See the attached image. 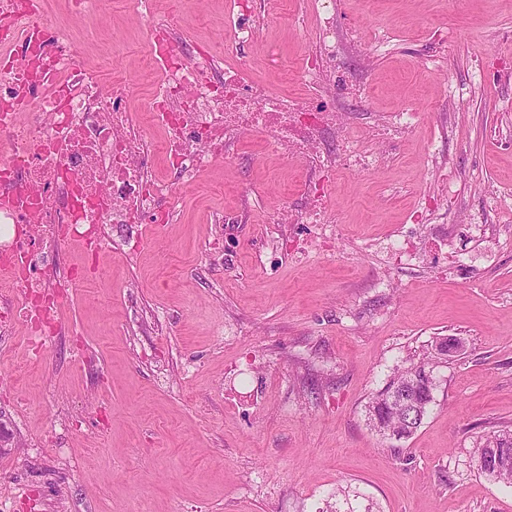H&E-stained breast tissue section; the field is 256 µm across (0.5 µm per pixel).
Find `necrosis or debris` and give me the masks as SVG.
Listing matches in <instances>:
<instances>
[{
	"mask_svg": "<svg viewBox=\"0 0 512 512\" xmlns=\"http://www.w3.org/2000/svg\"><path fill=\"white\" fill-rule=\"evenodd\" d=\"M251 9V0H231L223 50L197 56L183 49L176 23L151 29L161 83L136 116L125 107L127 85L104 84L83 67L34 0H0L6 40L24 45L19 58L0 63V335L19 324L35 344H52L62 334L53 280L69 241L98 249L112 242L109 225L173 223L174 185L223 159L245 133L264 134L269 149L288 152L311 173L302 207L283 223L314 225L318 248L336 234L324 177L342 166H381L342 110L366 97L361 80L340 63L361 42L352 31L337 40L334 12L318 4L307 69L314 92L289 96L254 81L244 65L224 63L256 36ZM155 121L164 132L158 149L143 133ZM158 151L166 183L154 175Z\"/></svg>",
	"mask_w": 512,
	"mask_h": 512,
	"instance_id": "necrosis-or-debris-1",
	"label": "necrosis or debris"
}]
</instances>
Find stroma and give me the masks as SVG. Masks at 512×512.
<instances>
[{"instance_id":"35a3bbf8","label":"stroma","mask_w":512,"mask_h":512,"mask_svg":"<svg viewBox=\"0 0 512 512\" xmlns=\"http://www.w3.org/2000/svg\"><path fill=\"white\" fill-rule=\"evenodd\" d=\"M87 67L147 108L160 75L147 18L111 0L105 17L41 0ZM317 0H259L252 77L292 95L315 42ZM228 0H155L188 44L224 40ZM358 32L368 99L351 123L379 170L339 168L328 186L338 235L301 255L306 171L261 137L177 186V223L116 227L113 244L65 250L42 349L0 338V512H512V487L477 470L480 435L512 425V0H336ZM413 112L387 139L380 115ZM435 214L423 225V208ZM245 212L242 224L217 225ZM490 219L491 234L466 227ZM411 234L423 262L387 264L376 239ZM456 338L436 364L435 402L409 439L369 426L365 406L396 368Z\"/></svg>"}]
</instances>
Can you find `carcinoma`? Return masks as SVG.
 Listing matches in <instances>:
<instances>
[{
    "label": "carcinoma",
    "mask_w": 512,
    "mask_h": 512,
    "mask_svg": "<svg viewBox=\"0 0 512 512\" xmlns=\"http://www.w3.org/2000/svg\"><path fill=\"white\" fill-rule=\"evenodd\" d=\"M456 339L442 337L431 352L416 361L412 358L399 368L365 406L366 417L380 434L396 441L410 438L422 425L436 388L433 365L448 357ZM405 398L404 402L397 397ZM478 470L490 480L512 485V429L491 430L481 435L475 445Z\"/></svg>",
    "instance_id": "carcinoma-1"
}]
</instances>
